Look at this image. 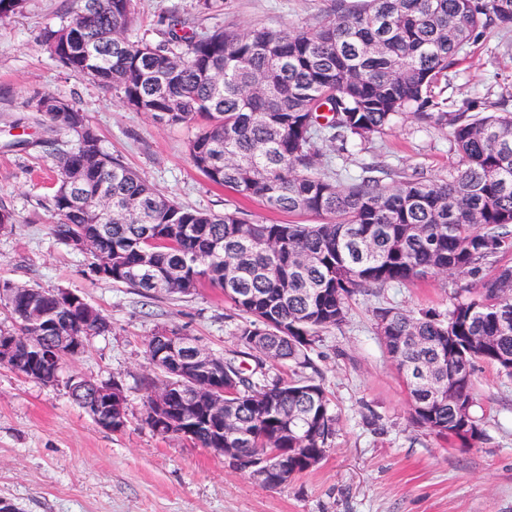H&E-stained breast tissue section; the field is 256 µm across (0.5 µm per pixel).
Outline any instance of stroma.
<instances>
[{"label": "stroma", "instance_id": "obj_1", "mask_svg": "<svg viewBox=\"0 0 512 512\" xmlns=\"http://www.w3.org/2000/svg\"><path fill=\"white\" fill-rule=\"evenodd\" d=\"M71 0H25L0 22V206L15 218L0 230V283L66 288L112 323L92 337L64 375L120 380L129 426L115 434L96 426L64 385L42 384L0 365V498L19 512H512V380L478 363L473 412L485 431L474 447L417 427L409 391L376 332L375 308H446L451 278L430 276L354 297L347 322L324 332L307 375L324 387L339 415L328 455L278 488L234 471L223 457L181 439L164 438L142 421L154 371L146 343L174 328L217 355L235 348L240 322L220 289L190 296L144 297L93 279L85 254L58 241L52 197L56 169L40 142L51 131L37 112L48 93L69 100L97 131L103 150L182 205L216 214L240 211L267 224H310V215L268 210L211 184L194 166L188 143L196 128L157 122L126 107L118 94L60 67L46 51V28L67 23ZM329 0H224L203 13L197 0H133L132 37L157 38L178 14L194 30L245 31L312 26ZM449 111H485L512 101V30L475 39L448 72ZM381 161L391 180L420 173L444 179L456 165L450 129L410 118L346 154V164Z\"/></svg>", "mask_w": 512, "mask_h": 512}]
</instances>
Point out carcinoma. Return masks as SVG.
Listing matches in <instances>:
<instances>
[{"mask_svg":"<svg viewBox=\"0 0 512 512\" xmlns=\"http://www.w3.org/2000/svg\"><path fill=\"white\" fill-rule=\"evenodd\" d=\"M132 2L71 0L67 24L44 31L50 56L137 112L201 126L189 153L211 183L321 223L255 224L238 212L185 207L105 153L84 114L47 94L37 111L51 131L71 135L41 140L58 168L53 235L68 246L92 241L89 270L100 251L108 258L101 280L145 296H187L205 283L223 290L241 318L237 346L259 367L263 355L308 367L319 336L346 323L362 292L441 273L461 280L487 266L480 286L456 289L443 310L375 311L410 393L412 423L464 447L479 442L473 367L492 364L512 379V267L497 265L512 235V112L453 113L438 88L471 41L512 28V0H330L314 27L243 33H187L173 14L158 42L129 37ZM402 116L452 127L460 164L448 178L388 184L376 165L353 175L330 160L332 174L318 172V144L344 151ZM48 300L49 292L23 287L0 342L35 336L40 350L56 349L59 332H37L21 313ZM57 316L86 342L112 331L94 307ZM33 353L15 343L11 369L30 375ZM200 377L224 384V419L210 416L203 395L192 398L193 418L182 419L185 394L174 388L169 423L152 431L240 448L246 465L281 448L290 480L331 450L338 415L314 378L265 383L221 356ZM450 390L462 409L448 404Z\"/></svg>","mask_w":512,"mask_h":512,"instance_id":"1","label":"carcinoma"}]
</instances>
